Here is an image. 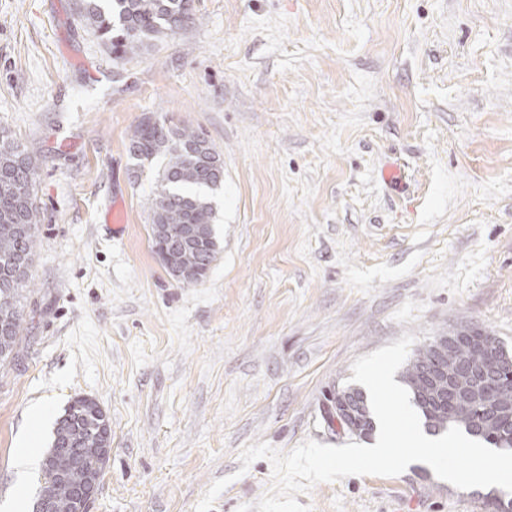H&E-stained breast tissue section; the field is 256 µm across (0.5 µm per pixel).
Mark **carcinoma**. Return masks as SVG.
Returning <instances> with one entry per match:
<instances>
[{"label": "carcinoma", "instance_id": "obj_1", "mask_svg": "<svg viewBox=\"0 0 512 512\" xmlns=\"http://www.w3.org/2000/svg\"><path fill=\"white\" fill-rule=\"evenodd\" d=\"M76 11L98 37L112 48V59L152 46L163 36L176 34L193 20L192 0H76ZM128 150L137 165L162 157L158 171L157 193L149 206L152 224L169 225L168 246L179 245L184 224H201L205 233L194 245L179 250L182 262L194 268L201 278L215 259L216 241L213 224L216 212L212 199L197 192L208 184L222 185L224 175L208 164L224 163L215 146L201 133L186 126L141 119L133 128ZM35 151L0 133V366L13 357L21 327L20 298L27 285L37 243L40 213L35 202ZM431 344L414 354L403 375L412 401L424 418L425 427L433 432L457 426L472 432L480 426L479 437L499 446L512 427L481 417V408L473 403L438 407L421 388L424 378L419 364L428 359ZM471 358L481 357L468 348L455 355L445 354L439 362L455 370ZM112 444V427L108 416L88 397H76L56 419L51 448L44 460L43 482L35 504L49 503L50 512H74L80 493L89 491L87 475L97 472V448Z\"/></svg>", "mask_w": 512, "mask_h": 512}]
</instances>
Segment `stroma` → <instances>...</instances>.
<instances>
[{
    "label": "stroma",
    "mask_w": 512,
    "mask_h": 512,
    "mask_svg": "<svg viewBox=\"0 0 512 512\" xmlns=\"http://www.w3.org/2000/svg\"><path fill=\"white\" fill-rule=\"evenodd\" d=\"M194 21L130 59L74 0H0V131L38 151L40 212L21 343L0 367V505L31 512L44 455L77 396L112 423L90 512H238L269 461L341 446L326 396L400 339L460 327L512 351V0H193ZM210 140L218 253L176 283L136 168L147 115ZM402 179L383 181L385 165ZM486 489L431 469L349 476L298 495L312 512H485Z\"/></svg>",
    "instance_id": "obj_1"
}]
</instances>
